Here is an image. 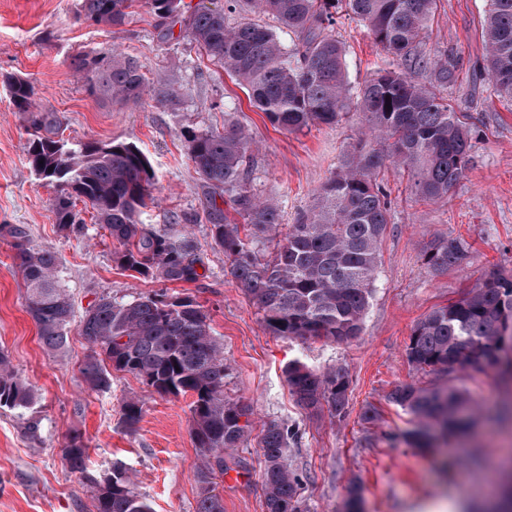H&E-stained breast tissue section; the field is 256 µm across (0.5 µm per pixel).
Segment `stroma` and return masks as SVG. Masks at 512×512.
Returning a JSON list of instances; mask_svg holds the SVG:
<instances>
[{"mask_svg": "<svg viewBox=\"0 0 512 512\" xmlns=\"http://www.w3.org/2000/svg\"><path fill=\"white\" fill-rule=\"evenodd\" d=\"M486 11L487 0H440L425 47L427 55L449 56L457 66V83L443 94L468 115L469 168L437 201L412 195L406 171L391 165L383 170L390 210L375 292L361 335L337 345L289 340L264 328L256 306L226 275L224 253L211 240L204 189L185 134L227 121L243 126L254 142V189L278 205L280 222L288 225L312 205L344 150L357 144L364 116L352 112L335 126L293 133L274 128L250 106L244 88L188 40L162 39L141 0H134L128 22L118 29L83 20L80 0H0V78L27 79L37 101L60 114L69 143L137 145L149 157L156 180L141 223L190 226L202 259L200 277L190 283L125 270L113 261L112 239L88 205L82 230H60L51 208L56 188L31 170L25 118L0 81V225L26 227L34 247L56 254L76 316L65 348L53 352L41 345L24 308L12 240L0 236V349L36 394L30 409H0V512H96L87 478L111 471L117 462L132 473L153 512H195L199 457L191 436L190 396L149 392L137 378L117 371L111 389L96 392L79 372L90 346L77 319L90 304L103 295L162 290L200 304L224 344L225 396L253 409L252 437L225 454L224 473L216 478L224 512H265L257 435L272 420L299 431L287 457L303 481L307 512H341L353 480L363 488L364 512H414L421 502L451 495L481 512L498 491V467L512 463V419H493L512 392L496 371L451 377L480 413L468 436L444 448L421 450L399 441L414 420L386 396L402 382L428 388L441 381L407 361L406 346L418 319L461 297L489 271L512 275V102L487 92L479 77ZM330 32L346 48L351 84L389 66L390 57L348 16L337 15ZM107 49L138 62L147 85L138 102L103 104L74 76L69 67L74 56ZM446 236L462 237L470 248L461 266L436 274L421 254L429 242ZM296 359L315 368L348 370L349 414L343 422L296 405L285 379L288 363ZM130 398L143 402L142 418L132 430L122 416ZM369 405L380 414L373 424L361 419ZM73 434L87 447L81 471L70 469L63 457Z\"/></svg>", "mask_w": 512, "mask_h": 512, "instance_id": "1", "label": "stroma"}]
</instances>
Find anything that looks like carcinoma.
Here are the masks:
<instances>
[{
	"instance_id": "cac0c4a2",
	"label": "carcinoma",
	"mask_w": 512,
	"mask_h": 512,
	"mask_svg": "<svg viewBox=\"0 0 512 512\" xmlns=\"http://www.w3.org/2000/svg\"><path fill=\"white\" fill-rule=\"evenodd\" d=\"M128 2L81 0L82 15L97 25L120 27L129 17ZM181 2L144 0L163 36L173 35L170 20H176L215 66L246 86L251 106L273 127L296 132L334 125L351 110L366 117L367 131L354 151L282 238L278 207L260 200L252 185L253 142L245 129L226 123L221 131L186 136L208 197L210 237L229 261L226 273L257 306L265 328L289 340L349 343L362 333L388 225L381 169L388 163L403 168L417 198L438 200L448 196L470 163L467 115L437 93L456 81L455 65L421 50L438 0H245L261 20L234 23L223 8L203 4L186 14ZM487 2L482 70L488 86L512 101V0ZM339 13L359 21L401 66L380 68L352 87L345 48L328 31ZM279 30L294 36L292 46L283 44ZM70 66L84 91L104 102H135L145 91L137 62L115 50L79 54ZM428 68L433 84L412 78V71ZM9 90L14 107L26 114L28 164L39 179L57 187L52 209L58 227L83 223L76 201L87 202L117 243L112 257L119 266L168 282L196 280L201 259L192 240L174 228L156 229L138 220L155 187L152 165L138 147L115 141L69 147L61 137V119L36 105L31 83L13 78ZM219 198L237 218L218 206ZM6 234L13 239L25 308L39 340L60 350L73 308L58 279L57 257L33 247L22 226H9ZM468 250L461 237L439 238L422 260L432 272L443 273L461 265ZM79 329L92 347L80 368L89 389H109L114 369L158 394L192 397V435L201 459L196 512H224L214 479L224 474V451L248 441L253 410L224 397V348L201 306L189 296L103 295L85 310ZM406 357L417 370L450 377L463 362L474 371L496 368L512 381V277L491 271L461 297L423 316L412 328ZM286 380L300 406L325 408L339 421L346 417L350 379L344 367L320 370L296 360L288 365ZM35 399L0 350V408L28 409ZM386 399L416 420L405 436L416 448L457 437L474 425L470 398L447 382L430 388L400 383ZM142 413L141 401L124 402L125 426L134 429ZM296 438L293 428L276 421L261 430L266 512H304L301 478L287 463ZM63 453L72 468H83L87 446L80 436L69 437ZM110 474V484L89 477L97 512H152L125 466L113 465ZM362 500L361 487L351 483L344 512H361ZM488 512H512L511 484L503 483Z\"/></svg>"
}]
</instances>
